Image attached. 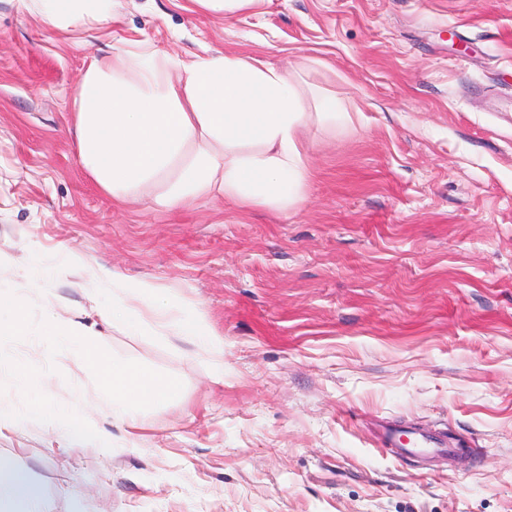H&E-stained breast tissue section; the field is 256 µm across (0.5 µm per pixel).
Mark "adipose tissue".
<instances>
[{
	"label": "adipose tissue",
	"instance_id": "1",
	"mask_svg": "<svg viewBox=\"0 0 512 512\" xmlns=\"http://www.w3.org/2000/svg\"><path fill=\"white\" fill-rule=\"evenodd\" d=\"M47 27L96 30L112 0H19ZM81 162L113 200L180 207L221 195L286 210L310 177V118L350 121L334 98L314 111L293 73L243 56L183 61L148 43L93 59L72 98Z\"/></svg>",
	"mask_w": 512,
	"mask_h": 512
}]
</instances>
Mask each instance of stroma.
<instances>
[{"label": "stroma", "instance_id": "stroma-1", "mask_svg": "<svg viewBox=\"0 0 512 512\" xmlns=\"http://www.w3.org/2000/svg\"><path fill=\"white\" fill-rule=\"evenodd\" d=\"M136 40L293 65L350 112L312 122L296 209L97 187L72 90ZM112 270L156 288L169 319H203L215 351L156 332L135 293L144 330L128 331ZM0 290L183 384L121 422L77 354L13 344L112 437L0 425V481L35 483L43 512H512V0H112L89 33L0 0ZM398 423L453 449L400 454L381 441Z\"/></svg>", "mask_w": 512, "mask_h": 512}]
</instances>
